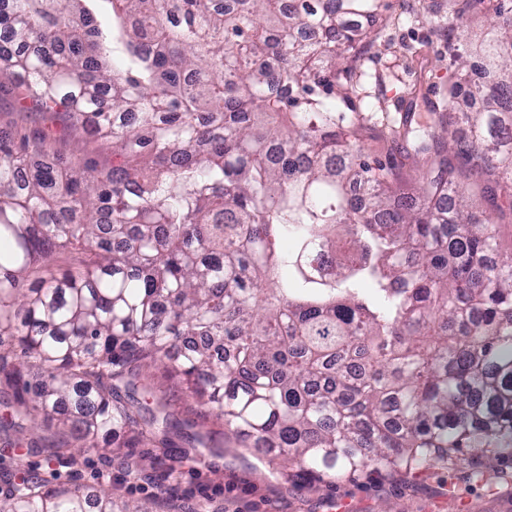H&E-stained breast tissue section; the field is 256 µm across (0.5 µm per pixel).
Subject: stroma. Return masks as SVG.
<instances>
[{
    "instance_id": "35a3bbf8",
    "label": "stroma",
    "mask_w": 512,
    "mask_h": 512,
    "mask_svg": "<svg viewBox=\"0 0 512 512\" xmlns=\"http://www.w3.org/2000/svg\"><path fill=\"white\" fill-rule=\"evenodd\" d=\"M382 21L371 33L373 42L353 81V98L374 110L375 119H400L428 113L429 102L446 98L448 37L460 34L469 17L456 14L452 0H385ZM445 28L436 30L431 15ZM164 398L175 416L194 431L210 434L211 448L187 443L163 452L146 444L123 448L103 436L99 448L69 465L76 485L111 486L117 504L139 512H185L204 504L206 512H447L449 496H456L458 512H512V484L490 490L466 482L473 468L512 472V458L465 455L454 469L438 466L425 475L405 472L374 474L353 481L336 479L329 485L290 484L266 460L225 445L223 429L205 418L182 390L165 384ZM11 410L0 405V489L5 476L19 472L37 475L54 486V468L35 452L32 439L56 436L53 424L18 429L10 423ZM129 458L133 470L121 467Z\"/></svg>"
}]
</instances>
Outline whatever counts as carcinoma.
Listing matches in <instances>:
<instances>
[{
  "label": "carcinoma",
  "instance_id": "obj_1",
  "mask_svg": "<svg viewBox=\"0 0 512 512\" xmlns=\"http://www.w3.org/2000/svg\"><path fill=\"white\" fill-rule=\"evenodd\" d=\"M381 7L0 0V92L112 146L103 173L78 151L58 160L46 125L0 124L14 426L61 415L81 451L101 435L210 447L166 401L141 420L124 401L154 394L143 379L162 368L235 446L275 451L292 483L512 448V253L497 243L512 215L498 194L512 185V7L452 49L429 129L376 126L429 167L410 189L393 162L365 159L351 96ZM470 180L488 210L471 209ZM42 451L74 460L64 435ZM57 480L9 483L0 512H114L111 487Z\"/></svg>",
  "mask_w": 512,
  "mask_h": 512
}]
</instances>
